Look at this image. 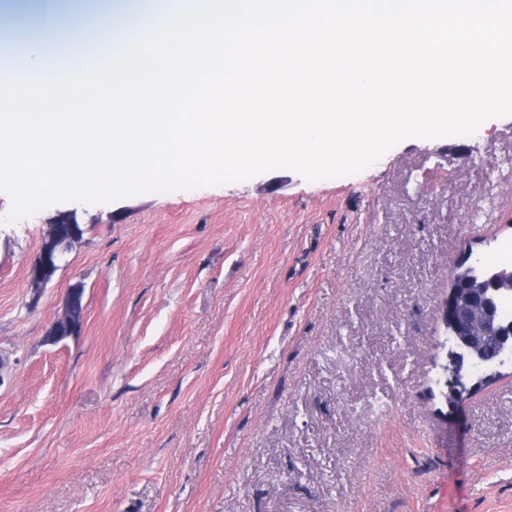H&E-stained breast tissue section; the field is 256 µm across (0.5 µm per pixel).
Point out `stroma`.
Masks as SVG:
<instances>
[{"label":"stroma","mask_w":512,"mask_h":512,"mask_svg":"<svg viewBox=\"0 0 512 512\" xmlns=\"http://www.w3.org/2000/svg\"><path fill=\"white\" fill-rule=\"evenodd\" d=\"M11 14L1 40L64 29ZM0 191V512H512V376L452 410L442 303L512 246V117L365 170L250 179L13 224ZM85 233L32 297L44 224ZM84 287L80 335L46 333Z\"/></svg>","instance_id":"obj_1"}]
</instances>
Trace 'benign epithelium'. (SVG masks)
Wrapping results in <instances>:
<instances>
[{
  "mask_svg": "<svg viewBox=\"0 0 512 512\" xmlns=\"http://www.w3.org/2000/svg\"><path fill=\"white\" fill-rule=\"evenodd\" d=\"M83 235L78 225L70 224L66 235L60 234L59 222L47 225L41 246L31 261L27 277L34 295L52 280L56 272L66 265V257L73 244ZM491 285L501 293H512V273H494L480 281L475 276L463 278L451 287L442 310V321L450 331L454 351L448 352L445 369L451 376L448 396L461 404L464 397L477 391V385L467 386L465 374H476L479 379L488 378L485 348L491 341L499 345L506 343L499 323H508L502 304L486 296L484 288ZM77 328L76 311L71 297L65 298L64 310L52 324L48 340L58 343L75 335Z\"/></svg>",
  "mask_w": 512,
  "mask_h": 512,
  "instance_id": "1",
  "label": "benign epithelium"
}]
</instances>
